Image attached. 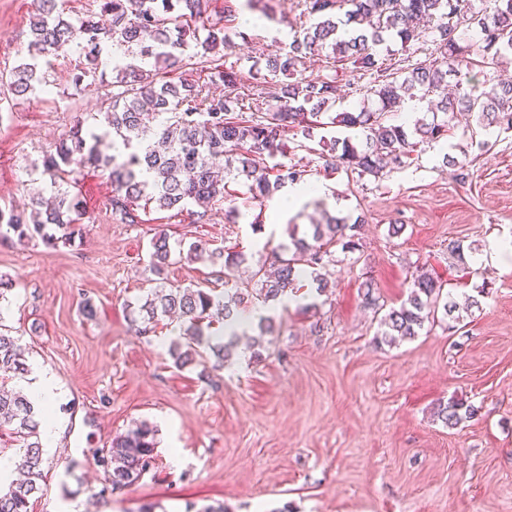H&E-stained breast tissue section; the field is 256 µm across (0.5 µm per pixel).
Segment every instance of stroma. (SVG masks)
<instances>
[{
	"label": "stroma",
	"instance_id": "stroma-1",
	"mask_svg": "<svg viewBox=\"0 0 512 512\" xmlns=\"http://www.w3.org/2000/svg\"><path fill=\"white\" fill-rule=\"evenodd\" d=\"M261 6L258 25L228 26L226 65L246 71L265 63L309 24L301 0ZM31 10V0H0V72L28 58ZM86 65L85 56H59L36 94L0 95V208L22 209L29 189L46 185L44 151L103 111L107 62L89 90L66 92ZM346 134L338 127L309 139L288 135L286 156L302 160L324 188L298 218V236H310L311 219L327 213L361 222L359 249L333 247L324 292L308 284L283 304L249 303L251 324L273 317V332L240 342L231 363L207 377L175 366L169 328L139 335L131 319L156 280L148 252L159 231L243 252L247 261L230 281L220 262L177 260L166 271L173 285L219 291L249 285L266 245L289 244L288 216L268 202L246 205V177L229 182L234 203L214 206L204 223L154 211L144 223L122 224L110 211L107 175L82 168L69 185L86 203L81 241L55 249L0 244V274L13 282L5 323L31 366L62 386L52 408L65 427L44 451L30 512L72 501L81 512H140L145 504L155 512L218 504L228 512H512V262L478 258L490 241L512 237V132L486 136L481 146L460 134L420 145L379 180L324 170L321 136ZM464 151L473 166L462 181L442 159ZM232 205L242 212L234 224L224 216ZM453 240L463 244V260L449 256ZM423 272L457 301L476 297L477 306L464 312L463 330L440 313L414 339L386 343L361 284L373 280L381 304L396 307ZM452 399L479 407L478 416L444 426L433 413ZM143 421L157 428L155 474L91 501L102 482L93 449Z\"/></svg>",
	"mask_w": 512,
	"mask_h": 512
}]
</instances>
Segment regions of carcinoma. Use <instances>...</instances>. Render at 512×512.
<instances>
[{"mask_svg":"<svg viewBox=\"0 0 512 512\" xmlns=\"http://www.w3.org/2000/svg\"><path fill=\"white\" fill-rule=\"evenodd\" d=\"M349 2L344 17L337 10ZM310 26L294 33L288 48L267 59L266 70L275 79L267 91L244 83L242 72L209 58L226 44L224 23L235 20V9L226 4L213 18L214 0H96L99 11L71 18L65 0H32L29 21L30 60L0 77V86L24 97L47 85L38 73L40 60L71 51L84 53L89 66L73 78L86 89L96 76L94 64L104 49L120 54L112 66L111 101L96 130L77 121L67 137L43 157V174L50 179L52 200L31 199V211L0 209V242L39 239L52 248L70 246L84 215L79 196L63 188L64 177L76 167L92 166L108 172L112 182V215L123 224H139V212L182 213L193 204L199 221L212 205L229 196L224 170L246 176L250 202L262 203L275 191L305 180L306 170L284 163L283 136L288 131L309 139L324 127L358 129L362 140L333 137L322 141L323 168H344L381 178L386 169L403 164L421 143L438 142L453 134L457 114L476 116L477 130L495 127L512 130V82H497L489 91L474 93L457 82V92L441 98L432 116H417L413 124L392 122L390 112L407 98L423 101L454 76L474 71L488 77L512 55V0H489L481 13L472 11L470 0H301ZM349 26L353 35L338 34ZM432 37L433 52L412 60L423 39ZM400 43L404 57L386 58L388 41ZM448 60V69L437 66L434 55ZM325 59L326 75L297 77L309 56ZM351 65L370 73V85L348 84L349 96L360 97V108H343L344 95L337 66ZM249 116H244V113ZM112 141L113 154L101 153L100 144ZM312 241L291 230L289 257L272 251L275 270L258 269L252 275L255 288L247 293L214 289L167 287L166 269L173 254L191 261L224 259V270L233 273L246 261L241 252L211 250L195 241L189 246L170 244L160 232L150 243V264L159 276L138 306V322L157 326L163 318L178 315L173 328L177 339L169 351L175 366L202 367L200 375L224 369L240 335V306L250 297L267 304L277 302L298 287L307 273L317 290L327 281L320 269L332 257L330 246L344 252L356 250V224L330 216L313 224ZM444 285L427 273L417 275L407 299L380 319L389 341L419 335L425 322L435 318L438 307L453 316L456 304ZM377 286L363 283V304L380 309ZM31 368L21 337L4 324L0 309V447L16 448L14 465L22 478L0 485V512H28L30 499L43 480L40 427L47 410L34 404L19 382ZM478 415V408L464 401L438 405L435 417L455 428ZM154 426L144 421L112 438L106 448L92 449L103 470L104 484L95 496L121 492L139 482L154 466L157 440Z\"/></svg>","mask_w":512,"mask_h":512,"instance_id":"carcinoma-1","label":"carcinoma"}]
</instances>
